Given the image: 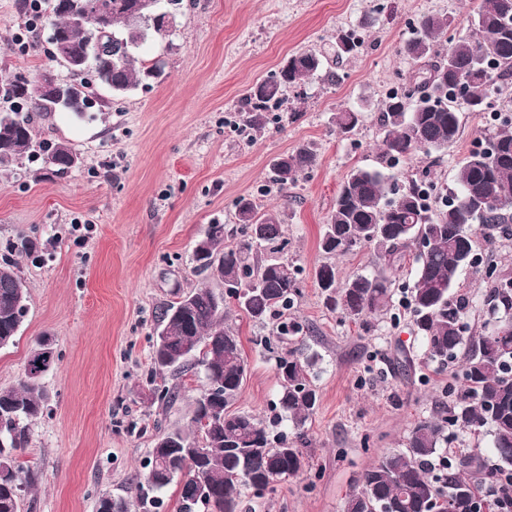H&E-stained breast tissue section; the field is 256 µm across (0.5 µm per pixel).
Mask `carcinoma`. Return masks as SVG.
Segmentation results:
<instances>
[{
    "label": "carcinoma",
    "mask_w": 512,
    "mask_h": 512,
    "mask_svg": "<svg viewBox=\"0 0 512 512\" xmlns=\"http://www.w3.org/2000/svg\"><path fill=\"white\" fill-rule=\"evenodd\" d=\"M81 0H48L51 28L86 60L85 76L65 80L52 67L40 74L46 84L64 88L65 103L53 104L42 96L22 90L23 76L0 82V166L9 167L26 155H44L45 163L65 173L75 166L76 151L64 142L40 140L30 113L50 117L57 112L77 116L89 109L86 99L100 85L119 95L147 87L162 70L137 50L150 38H164L177 24H163L153 15L166 9V0L155 7L132 12L138 0H124L125 10H112L116 0H99V16L92 24L75 25L71 17L80 11ZM473 33L440 50L447 35L448 20L433 14L420 17L403 46L414 69L404 87L382 100L381 152L398 160L415 152H444L461 135V113L487 112L492 100L512 88V0H480L473 15ZM362 47L356 32L339 33L332 44L334 58L353 56ZM327 58L320 51L291 55L275 75L256 83L242 103L245 126L260 130L266 114L283 105V88L303 83L324 71ZM362 120V112L345 109L336 113L338 133L349 136ZM317 161L313 146L303 144L278 157L272 166L278 192L288 190ZM412 178L403 187L388 183L377 170L351 169L340 184L326 224L322 227L323 252L343 255L364 245L376 249L380 268L373 275L354 274L344 282L336 267L323 264L316 271V284L331 311L339 310L356 322L387 309L407 256H413L415 274L407 289L406 306L425 355L432 362L446 363L465 350L461 385L447 415L422 420L410 429L403 449L379 457L362 474L359 490L345 502V512H429L434 504L442 512H512V279L495 283L490 292L493 309L502 312L488 334L464 336L462 306L454 300L453 288L465 254L475 258V229L488 236L495 231L512 233V123L503 125L488 145L472 151L459 165L445 205L424 203L422 184ZM235 217L241 225L243 243L224 249V235L204 232L192 250L196 270L224 282L236 294L239 308L253 323L268 324L273 333L293 342L303 327L288 319V310L299 295L300 269L278 256L284 235L281 214L260 210L250 198L236 203ZM423 237L426 253L415 251ZM37 245L20 234L0 258V348L14 341L27 314V288L16 271L15 255L29 256ZM219 293L207 285L184 292L165 305L158 316L166 331L165 343L154 345L152 373L173 376L189 371L202 374L190 429L172 430L161 437L174 448L154 447L151 458L165 457L175 475L185 473L180 489L179 512H240L243 490H264L281 479L298 475L306 466L301 450L304 427L318 406L312 384L316 357L298 348L276 362L278 390L273 409L292 424L294 440L273 435L263 421L248 412L230 413L247 369L238 332L226 324L228 308L218 302ZM59 356L51 339L42 337L27 361L24 378L13 388L0 390V512H20L21 492L33 484L31 471L17 461L16 452L29 440V424L43 409L44 377L56 368ZM224 384L222 392L207 398L210 382ZM212 411L210 428L199 424L203 407ZM489 428L496 463L482 452L458 455L447 450L449 434L478 433ZM203 442L198 458L179 455L181 444ZM441 459V474L431 475L430 462ZM200 472L209 494L196 497L192 477ZM172 482H152L149 474L134 488L138 512H155L161 506L156 493ZM486 486L500 487V496L483 495Z\"/></svg>",
    "instance_id": "obj_1"
}]
</instances>
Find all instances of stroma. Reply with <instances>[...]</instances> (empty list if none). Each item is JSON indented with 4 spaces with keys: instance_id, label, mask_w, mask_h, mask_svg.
<instances>
[{
    "instance_id": "stroma-1",
    "label": "stroma",
    "mask_w": 512,
    "mask_h": 512,
    "mask_svg": "<svg viewBox=\"0 0 512 512\" xmlns=\"http://www.w3.org/2000/svg\"><path fill=\"white\" fill-rule=\"evenodd\" d=\"M477 3L180 0L174 33L141 48L144 57L163 62L161 81L126 96L102 92L81 118L60 112L38 121L42 138L69 143L78 162L64 174L38 157L0 169V255L21 233L38 245L18 260L28 312L13 344L0 348V389L18 385L38 337H52L60 358L44 379V414L31 423L19 456L35 477L21 496V512H96L102 497L130 498L156 437L188 428L197 375L168 378L178 389L170 403L149 384L157 317L192 286L206 282L223 292L222 283L195 271L192 246L218 222L225 247H235L242 196L285 215L282 255L302 269L293 315L305 327L307 353L318 356L320 396L306 424L308 467L263 492L244 490L247 512H343L362 472L400 450L415 423L447 407L461 367L424 356L402 289L413 278L412 265L403 268L388 312L364 325L325 307L315 271L334 264L342 281L377 270L373 246L338 256L319 246L336 191L353 167L379 170L400 184L425 173L451 186L459 164L488 137L489 117L468 112L446 152H417L393 164L378 149L375 105L412 70L400 51L412 26L436 14L447 18L449 37L467 34ZM18 28L16 0H0V78L33 80L50 64V30L39 26L34 50L21 57L8 48ZM342 30L360 32L365 43L333 63L336 82L318 75L287 87L280 119L259 131L243 127L239 108L250 86L277 73L295 52L328 48ZM359 106L361 123L340 139L336 112ZM305 143L314 146L316 165L287 193L271 191L272 161ZM81 216L92 228L79 242L71 221ZM477 249L484 266L464 269L454 290L472 335L495 323L485 269L512 276V235L478 237ZM229 322L248 361L231 409L270 421L275 359L289 346L238 310Z\"/></svg>"
}]
</instances>
